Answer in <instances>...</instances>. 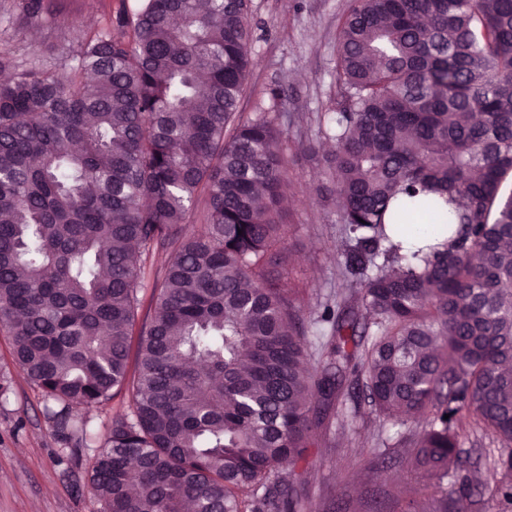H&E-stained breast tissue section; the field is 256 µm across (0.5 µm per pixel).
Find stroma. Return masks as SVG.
Masks as SVG:
<instances>
[{
	"label": "stroma",
	"mask_w": 512,
	"mask_h": 512,
	"mask_svg": "<svg viewBox=\"0 0 512 512\" xmlns=\"http://www.w3.org/2000/svg\"><path fill=\"white\" fill-rule=\"evenodd\" d=\"M54 14L24 28L5 27L17 0H0V49L21 60L52 62L80 33L98 27L119 0H52ZM349 0H253L259 22L241 104L243 117L257 104H274L287 140V244L293 277L303 283L301 319L307 339L318 304L346 283L336 263L341 243L333 187L324 174L318 128L330 105L331 58ZM278 92L270 101V92ZM11 383L0 402V512H105L90 489L97 447L72 453L44 413L38 386L18 368L12 339L0 332V379ZM359 403L335 444L319 437L310 453L315 469L305 477L314 512H402L405 501L424 494L426 480L389 456L397 429L379 422L355 379L345 383Z\"/></svg>",
	"instance_id": "stroma-1"
}]
</instances>
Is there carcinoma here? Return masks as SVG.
Instances as JSON below:
<instances>
[{"label":"carcinoma","mask_w":512,"mask_h":512,"mask_svg":"<svg viewBox=\"0 0 512 512\" xmlns=\"http://www.w3.org/2000/svg\"><path fill=\"white\" fill-rule=\"evenodd\" d=\"M49 13L19 0L14 21ZM256 29L252 0H121L52 64L0 50L15 363L85 447L81 411L131 393L91 468L107 512H309L298 476L350 376L455 512L479 504L458 430L489 432L491 496L512 506V0H351L321 135L359 292L316 317L313 373L284 131L240 113ZM415 224L434 243L404 248ZM159 251L172 259L140 324Z\"/></svg>","instance_id":"obj_1"}]
</instances>
